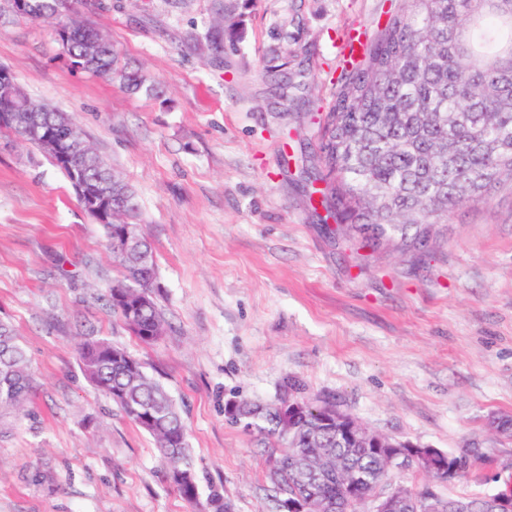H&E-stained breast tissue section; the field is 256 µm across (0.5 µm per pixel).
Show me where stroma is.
<instances>
[{
	"label": "stroma",
	"instance_id": "1",
	"mask_svg": "<svg viewBox=\"0 0 512 512\" xmlns=\"http://www.w3.org/2000/svg\"><path fill=\"white\" fill-rule=\"evenodd\" d=\"M224 0H76L121 62L162 93L131 94L70 66L54 22L0 13V66L66 113L134 188L168 326L151 343L113 314L121 273L104 228L63 173L0 136V318L27 352L25 418L0 414V512H190L152 438L81 372L102 339L140 361L188 426L199 492L276 512L266 448L224 404L328 399L371 430L477 459L452 484L479 497L512 474V185L437 224L426 250L362 246L307 191L317 109L345 44L374 37L399 0H248L240 41L204 40Z\"/></svg>",
	"mask_w": 512,
	"mask_h": 512
}]
</instances>
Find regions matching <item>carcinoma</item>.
I'll return each instance as SVG.
<instances>
[{
    "instance_id": "carcinoma-1",
    "label": "carcinoma",
    "mask_w": 512,
    "mask_h": 512,
    "mask_svg": "<svg viewBox=\"0 0 512 512\" xmlns=\"http://www.w3.org/2000/svg\"><path fill=\"white\" fill-rule=\"evenodd\" d=\"M12 13L33 20L57 18L56 35L72 66L118 81L132 92H156L153 80L119 63L107 37L76 20H62L70 0H8ZM237 6L224 5L222 24L211 27V46L240 35ZM319 122L318 150L323 169L310 195L337 223L378 245L398 239L420 250L435 224L448 223L455 209L481 201L501 180L512 182V0H401L361 59L340 74ZM14 96H24L31 111L59 125L65 133L81 132L64 113L27 95L17 83L0 85V112ZM29 120L20 112L0 133L19 138ZM38 149L68 180L81 175L112 186V216L106 242L122 280L110 288L112 312L143 342L162 336L165 320L152 297L155 260L149 241L145 254L132 259L111 243L114 229L132 226L142 236L135 192L96 153L60 164L53 150ZM80 367L101 393L122 397L114 403L148 433L165 463L166 480L192 512H232L224 495L213 492L201 502L185 423L165 387L125 350L102 340L81 344ZM33 380L25 349L11 324L0 319V410L25 416ZM244 416L230 423L271 444L266 477L275 501L309 496L312 481L319 496L344 501L346 483L359 485L360 498L391 475L389 456L369 443L359 426L349 441L323 420L336 404L307 401L304 414L287 425L273 404L241 401ZM468 453L451 456L454 479L474 465ZM496 497L436 498L439 512L463 507L482 512Z\"/></svg>"
}]
</instances>
